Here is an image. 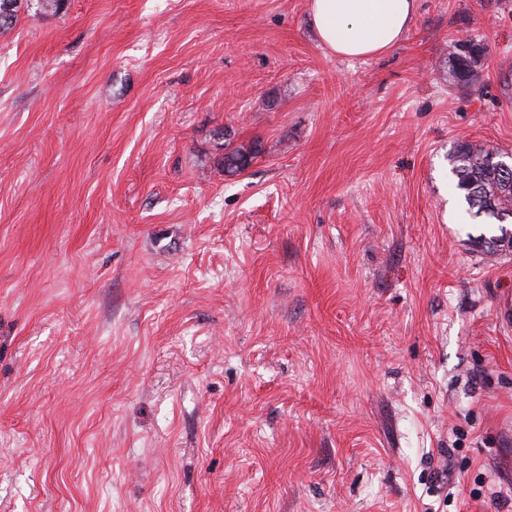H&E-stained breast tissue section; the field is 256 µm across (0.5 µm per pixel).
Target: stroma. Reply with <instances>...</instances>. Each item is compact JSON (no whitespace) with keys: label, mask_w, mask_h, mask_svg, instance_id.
<instances>
[{"label":"stroma","mask_w":512,"mask_h":512,"mask_svg":"<svg viewBox=\"0 0 512 512\" xmlns=\"http://www.w3.org/2000/svg\"><path fill=\"white\" fill-rule=\"evenodd\" d=\"M307 5L0 32V512H512V247L449 162L512 157V0L366 61ZM258 150L253 144L240 145L225 153L224 170L235 174L245 171L257 157Z\"/></svg>","instance_id":"35a3bbf8"}]
</instances>
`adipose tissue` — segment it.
<instances>
[{"label": "adipose tissue", "instance_id": "1", "mask_svg": "<svg viewBox=\"0 0 512 512\" xmlns=\"http://www.w3.org/2000/svg\"><path fill=\"white\" fill-rule=\"evenodd\" d=\"M418 11V0H308L319 42L347 59H371L398 45Z\"/></svg>", "mask_w": 512, "mask_h": 512}]
</instances>
